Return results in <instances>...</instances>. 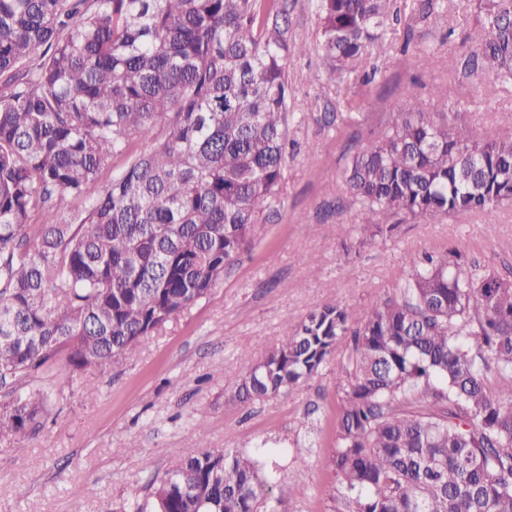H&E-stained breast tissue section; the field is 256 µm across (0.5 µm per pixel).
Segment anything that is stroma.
I'll return each mask as SVG.
<instances>
[{
    "label": "stroma",
    "instance_id": "stroma-1",
    "mask_svg": "<svg viewBox=\"0 0 512 512\" xmlns=\"http://www.w3.org/2000/svg\"><path fill=\"white\" fill-rule=\"evenodd\" d=\"M316 3L288 0V38L309 50L288 61L292 119L276 220L203 299L131 354L78 374L62 391L48 374L24 380L47 394V406L24 453L0 449V512H123L188 455L262 443L272 488L259 512H348L332 454L350 338L285 396L232 402L226 379L261 361L285 325L323 303L360 319L423 253L457 252L512 279V205L404 224L383 244L358 247L346 233L358 221L344 194L346 162L405 97L487 137L512 133V80L464 67L476 11L458 0L401 10L372 50L376 79L324 88L314 80L326 67ZM438 85L446 98L435 96Z\"/></svg>",
    "mask_w": 512,
    "mask_h": 512
}]
</instances>
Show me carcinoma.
Returning <instances> with one entry per match:
<instances>
[{
	"instance_id": "1",
	"label": "carcinoma",
	"mask_w": 512,
	"mask_h": 512,
	"mask_svg": "<svg viewBox=\"0 0 512 512\" xmlns=\"http://www.w3.org/2000/svg\"><path fill=\"white\" fill-rule=\"evenodd\" d=\"M395 0H319L320 84L363 71ZM467 64L512 78V0H478ZM287 9L258 0H0V440L17 453L46 395L207 295L249 250L288 157ZM151 140L150 150L130 153ZM126 157L112 183L87 195ZM359 243L512 203V136L450 126L418 99L350 156ZM82 207L63 212L66 198ZM351 337L333 464L349 512H512V280L460 254L412 261L352 322L324 303L228 378L286 395ZM65 357H60L61 351ZM263 451L189 455L130 512H257Z\"/></svg>"
}]
</instances>
